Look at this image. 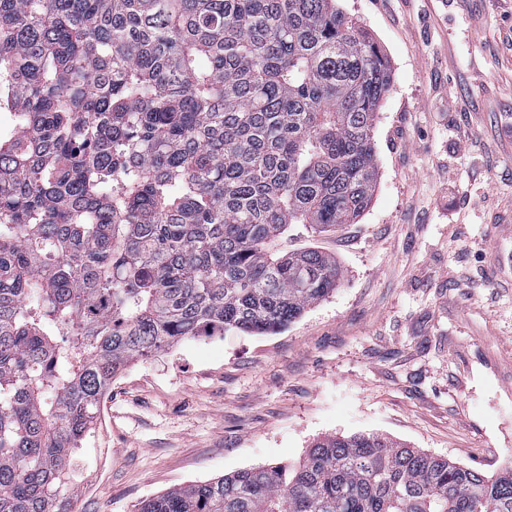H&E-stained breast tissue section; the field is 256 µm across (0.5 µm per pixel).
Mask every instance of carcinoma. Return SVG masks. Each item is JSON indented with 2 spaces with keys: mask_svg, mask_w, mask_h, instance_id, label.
I'll use <instances>...</instances> for the list:
<instances>
[{
  "mask_svg": "<svg viewBox=\"0 0 512 512\" xmlns=\"http://www.w3.org/2000/svg\"><path fill=\"white\" fill-rule=\"evenodd\" d=\"M390 79L336 0H0V512H75L128 364L336 289L335 257L277 241L368 208ZM138 512H512V459L331 434Z\"/></svg>",
  "mask_w": 512,
  "mask_h": 512,
  "instance_id": "1",
  "label": "carcinoma"
}]
</instances>
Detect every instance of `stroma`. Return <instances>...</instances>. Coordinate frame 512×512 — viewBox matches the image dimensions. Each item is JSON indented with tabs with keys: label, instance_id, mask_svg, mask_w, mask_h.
Masks as SVG:
<instances>
[{
	"label": "stroma",
	"instance_id": "obj_1",
	"mask_svg": "<svg viewBox=\"0 0 512 512\" xmlns=\"http://www.w3.org/2000/svg\"><path fill=\"white\" fill-rule=\"evenodd\" d=\"M387 55L377 183L355 223L284 252L334 256L336 290L273 334L182 340L117 375L78 512L296 464L377 433L491 475L512 457V0H338Z\"/></svg>",
	"mask_w": 512,
	"mask_h": 512
}]
</instances>
